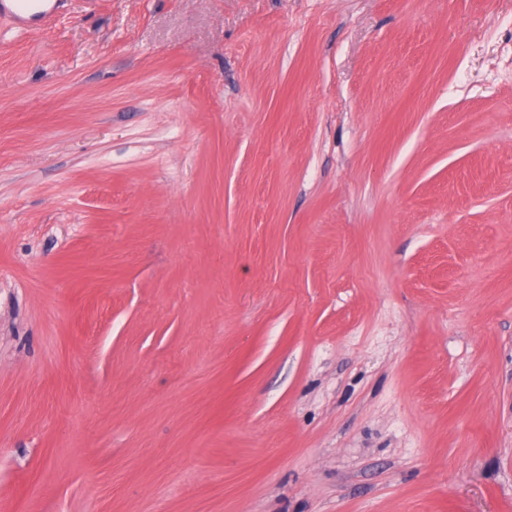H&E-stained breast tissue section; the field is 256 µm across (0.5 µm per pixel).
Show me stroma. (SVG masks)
<instances>
[{"instance_id":"stroma-1","label":"stroma","mask_w":512,"mask_h":512,"mask_svg":"<svg viewBox=\"0 0 512 512\" xmlns=\"http://www.w3.org/2000/svg\"><path fill=\"white\" fill-rule=\"evenodd\" d=\"M0 20V512H512V0Z\"/></svg>"}]
</instances>
